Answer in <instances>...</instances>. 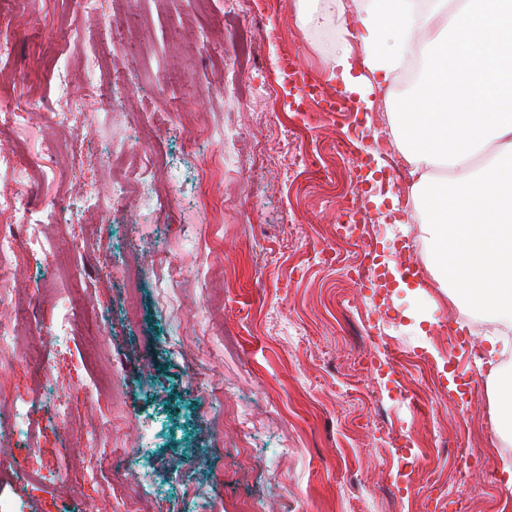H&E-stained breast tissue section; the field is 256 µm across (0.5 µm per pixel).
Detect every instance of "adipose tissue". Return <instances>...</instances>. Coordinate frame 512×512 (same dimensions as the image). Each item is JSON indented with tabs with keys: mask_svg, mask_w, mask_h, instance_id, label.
<instances>
[{
	"mask_svg": "<svg viewBox=\"0 0 512 512\" xmlns=\"http://www.w3.org/2000/svg\"><path fill=\"white\" fill-rule=\"evenodd\" d=\"M366 32L369 75L335 66L347 91L370 74L392 81L417 65L404 98L393 91L391 134L409 168L427 267L458 305L491 311L512 334V0H352ZM447 170L434 179L433 170Z\"/></svg>",
	"mask_w": 512,
	"mask_h": 512,
	"instance_id": "ef3b65f1",
	"label": "adipose tissue"
}]
</instances>
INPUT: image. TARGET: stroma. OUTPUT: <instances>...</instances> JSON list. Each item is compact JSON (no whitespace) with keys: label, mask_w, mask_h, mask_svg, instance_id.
<instances>
[{"label":"stroma","mask_w":512,"mask_h":512,"mask_svg":"<svg viewBox=\"0 0 512 512\" xmlns=\"http://www.w3.org/2000/svg\"><path fill=\"white\" fill-rule=\"evenodd\" d=\"M295 2L126 0L117 15L98 0L88 15L74 0H0V35L13 42L0 94L17 112L0 125V197H21L52 244L31 252L18 227L13 292L0 302V320L32 321L40 348L35 361L0 358V413L31 409L29 434L0 456V502L14 512H117L120 487L82 477L92 436L109 468L149 492L164 485L156 512H448L449 494L474 486L469 512H512V453L487 427L488 372L466 360L478 382L467 400L448 374L453 337L474 335L484 355L483 332L458 320L429 271L417 288L389 283L387 318L343 272L363 260L337 231L358 158L378 168L367 208L381 266L400 270L424 241L409 182L390 177L400 155L383 102L358 126L313 100L290 108L288 61L327 92L343 87L331 76L337 26L301 27ZM62 72L74 97L110 91V109L45 124ZM33 97L41 111L28 110ZM156 112L170 124L142 134ZM187 118L200 132L190 155ZM150 159L173 210L107 207L83 220L88 191L108 195ZM213 159L223 174L198 188ZM129 255L142 272L134 320L113 275ZM63 314L75 335L59 348L50 331ZM367 324L389 349L363 341ZM385 352L391 380L359 370ZM117 370L125 420L107 431ZM56 404L71 423L53 420ZM393 434L424 456L411 496L390 477ZM461 445L475 459L456 455Z\"/></svg>","instance_id":"35a3bbf8"}]
</instances>
